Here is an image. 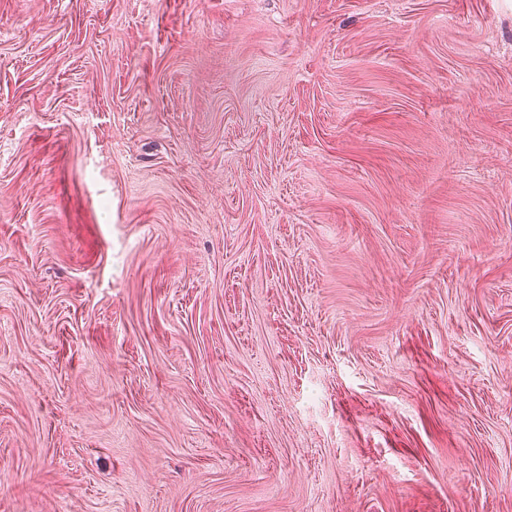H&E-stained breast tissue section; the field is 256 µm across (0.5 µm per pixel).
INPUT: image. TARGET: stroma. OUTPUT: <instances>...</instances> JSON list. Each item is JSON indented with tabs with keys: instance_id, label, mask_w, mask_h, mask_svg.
<instances>
[{
	"instance_id": "35a3bbf8",
	"label": "stroma",
	"mask_w": 512,
	"mask_h": 512,
	"mask_svg": "<svg viewBox=\"0 0 512 512\" xmlns=\"http://www.w3.org/2000/svg\"><path fill=\"white\" fill-rule=\"evenodd\" d=\"M0 512H512V0H0Z\"/></svg>"
}]
</instances>
